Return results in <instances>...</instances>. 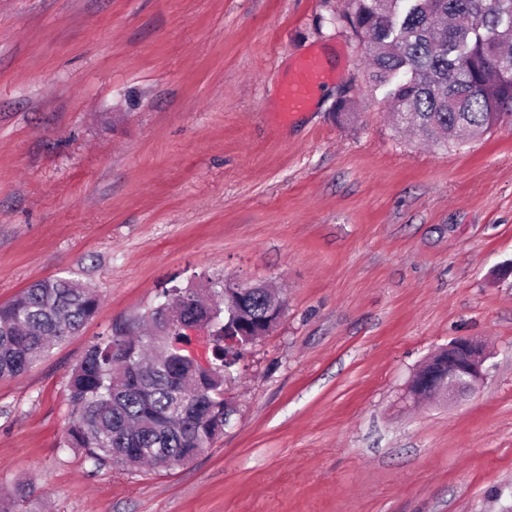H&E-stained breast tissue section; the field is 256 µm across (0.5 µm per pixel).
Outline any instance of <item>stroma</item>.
Here are the masks:
<instances>
[{"label":"stroma","instance_id":"stroma-1","mask_svg":"<svg viewBox=\"0 0 512 512\" xmlns=\"http://www.w3.org/2000/svg\"><path fill=\"white\" fill-rule=\"evenodd\" d=\"M348 0H0V303L71 277L103 303L0 378V499L26 512H503L512 506V122L401 136ZM331 79L289 118L297 60ZM237 279L286 309L224 386L229 426L170 471L64 444L93 337L163 288ZM458 337L457 402L409 398ZM490 353L484 343L459 337L440 349L415 372L408 391L413 397L445 396L457 401L478 392L487 376Z\"/></svg>","mask_w":512,"mask_h":512}]
</instances>
